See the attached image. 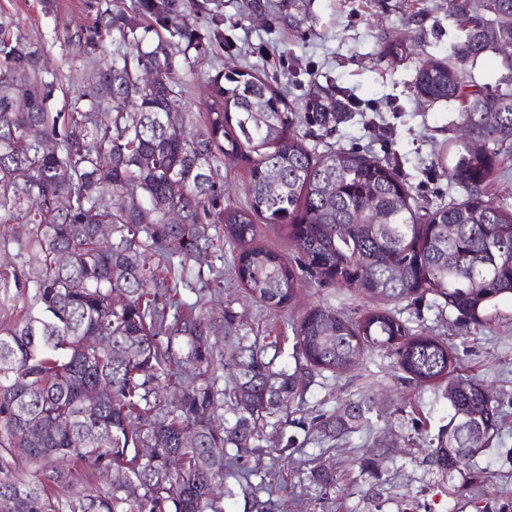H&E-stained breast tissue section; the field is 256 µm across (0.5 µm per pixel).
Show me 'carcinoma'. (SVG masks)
I'll return each mask as SVG.
<instances>
[{
  "label": "carcinoma",
  "instance_id": "carcinoma-1",
  "mask_svg": "<svg viewBox=\"0 0 512 512\" xmlns=\"http://www.w3.org/2000/svg\"><path fill=\"white\" fill-rule=\"evenodd\" d=\"M308 7L279 0L278 10L296 26ZM448 17L461 36L447 56L418 62L413 88L419 100L459 103L469 138L448 140L444 166L462 196L429 209L392 162L309 147L297 128L336 115L332 83L296 106L250 68L218 70L206 120L195 124L176 72L224 44V13L208 0H135L130 14L100 0L75 35L99 82L71 94L43 49L0 12V224L28 225L25 245L38 255L34 266H0L3 292L29 299L19 319L0 324V512H224L216 488L226 475L251 488L264 469V429L299 411L322 372L342 374L368 349L394 357L417 386H445L452 414L429 443L438 472L451 480L489 447L500 402L479 381H455L456 347L385 308L357 318L308 309L292 327L291 371L275 369L277 340L249 339L227 310L234 385L219 388L216 321L204 289L192 287L203 272L189 267L224 237L241 247L243 288L271 309L293 299L299 272L320 269L328 285L385 303L432 295L464 322L488 323L512 298V205L486 192L499 157L512 153V0H448ZM489 52L505 71L491 90L471 73ZM33 126L43 143L26 138ZM220 155L248 168L244 208L224 204L213 177ZM174 179L184 187L177 196ZM261 220L288 225L294 262L254 243ZM169 384L181 387L178 399L160 394ZM88 388L98 390L93 405ZM224 407L234 419L221 425ZM370 410L351 402L313 426L342 437ZM475 432L483 445L473 451ZM23 458L35 465L29 478L15 474ZM106 470L108 489L83 487V476ZM307 480L327 495L337 477L318 463Z\"/></svg>",
  "mask_w": 512,
  "mask_h": 512
}]
</instances>
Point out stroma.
<instances>
[{
    "label": "stroma",
    "mask_w": 512,
    "mask_h": 512,
    "mask_svg": "<svg viewBox=\"0 0 512 512\" xmlns=\"http://www.w3.org/2000/svg\"><path fill=\"white\" fill-rule=\"evenodd\" d=\"M219 2L224 45L213 46L200 62L179 73L196 122L206 117L208 77L219 66L232 70L253 65L260 73L276 76L277 87L292 103L302 101L314 84L331 82L340 101L354 98L361 106L337 113L328 127H313L307 138L310 147L319 153L331 147L366 150L395 162L415 188L420 205L432 208L459 197L438 162L449 137L457 133V112L448 103L423 102L413 94L418 59L448 55L456 40L448 0H312V17L297 30L279 24L267 11L243 15L242 0ZM52 3L47 11L42 0H0V11L42 45L64 89L77 90L87 85L91 72L66 37L92 22L97 0ZM385 40L406 45L407 59L381 58ZM267 48L285 58L284 68L273 69L263 54ZM215 178L224 185L225 200L246 206L249 176L244 162L220 157ZM237 253L228 243L223 255L206 259L224 277V288L209 311L217 318L232 311L244 333L283 337L280 365L294 367L292 328L310 307L355 318L379 305L374 298L309 277L287 307L268 309L237 281ZM395 309L412 328L459 348L458 380H482L503 401L506 418L499 439L463 474L443 479L427 459L426 441L447 424V399L434 388L402 380L390 355L369 352L344 374L317 377L296 423L266 430L263 448L279 449L280 465L293 476L281 497L280 512H512V302H501L499 319L487 327L463 325L456 312L431 297L416 303L405 300ZM364 397L374 402L367 421L336 450L317 442L308 427L312 418L342 412L345 404ZM383 440L392 447L380 457L376 448ZM315 456L337 473L335 491L324 497L298 479L306 461ZM366 458L371 466L360 469Z\"/></svg>",
    "instance_id": "35a3bbf8"
}]
</instances>
